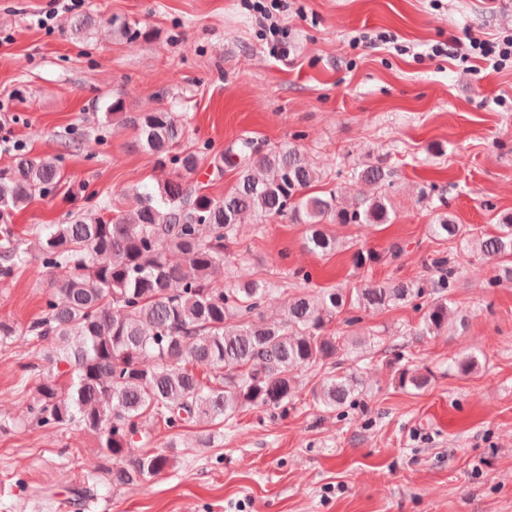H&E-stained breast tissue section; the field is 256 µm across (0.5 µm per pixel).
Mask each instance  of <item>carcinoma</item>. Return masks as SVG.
Here are the masks:
<instances>
[{"label":"carcinoma","mask_w":512,"mask_h":512,"mask_svg":"<svg viewBox=\"0 0 512 512\" xmlns=\"http://www.w3.org/2000/svg\"><path fill=\"white\" fill-rule=\"evenodd\" d=\"M109 122L132 128L138 144L164 167L184 137L180 116L164 106L127 112L116 97L105 112ZM185 175L204 157L187 151L175 158ZM217 173H237L234 190L209 197L192 182L164 178L157 187L122 193L123 206L108 220L38 224L19 240L13 218L60 178L51 156L16 155L0 168V281L36 261L46 275L43 315L27 327L0 321V346L44 343L45 364L25 363L20 393L26 412L39 427L79 428L98 440L99 472L114 489L154 480L172 466L174 456L150 449L154 429H178L186 422L220 425L246 409H287L297 394L302 368L330 366L312 391L318 407L354 405L362 394L361 367L339 366L351 351L332 331L336 320L361 321L360 311L421 300L426 311L414 336H440L448 327L449 289L459 268L434 257L435 276L350 288L305 289L288 298L283 320L268 322L264 309L279 292L265 281L220 283L216 273L228 264L225 250L236 238L241 217L286 219L305 226V247L315 254L335 252L339 244L327 224H390L391 173L377 158L351 173L377 186V194L343 200L331 189L308 193L321 173L296 145L262 151L241 134L213 154ZM429 233L437 241L470 245L496 265L492 288L512 280V215L491 233H472L456 223L438 196ZM358 251L364 266L398 257ZM415 356L400 350L394 380L403 389H424ZM206 367L203 372L196 371ZM144 448L133 455L135 445Z\"/></svg>","instance_id":"cac0c4a2"}]
</instances>
